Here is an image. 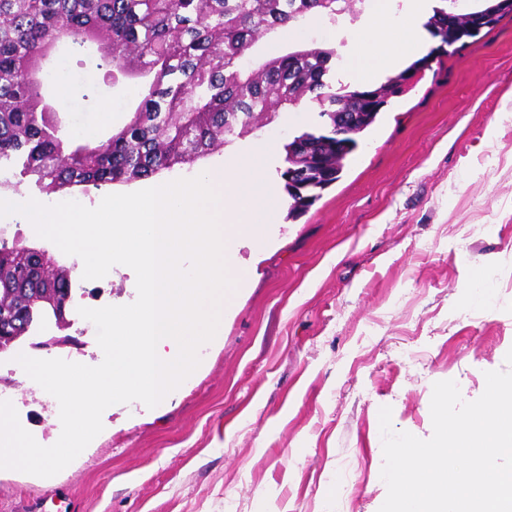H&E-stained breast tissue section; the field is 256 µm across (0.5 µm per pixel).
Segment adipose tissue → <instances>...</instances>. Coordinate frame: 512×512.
Returning <instances> with one entry per match:
<instances>
[{
	"instance_id": "obj_1",
	"label": "adipose tissue",
	"mask_w": 512,
	"mask_h": 512,
	"mask_svg": "<svg viewBox=\"0 0 512 512\" xmlns=\"http://www.w3.org/2000/svg\"><path fill=\"white\" fill-rule=\"evenodd\" d=\"M429 0H373L362 26L345 34L349 75L370 86L392 74L408 54L427 49Z\"/></svg>"
}]
</instances>
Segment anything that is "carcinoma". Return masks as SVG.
Segmentation results:
<instances>
[{
  "label": "carcinoma",
  "mask_w": 512,
  "mask_h": 512,
  "mask_svg": "<svg viewBox=\"0 0 512 512\" xmlns=\"http://www.w3.org/2000/svg\"><path fill=\"white\" fill-rule=\"evenodd\" d=\"M426 27L465 42L471 13L457 0H440ZM365 0H0V171L24 178L47 196L76 186L98 188L149 178L191 164L215 148L255 134L279 113L307 103L319 122L283 145L278 170L287 218L296 220L339 178L360 139L376 123L394 87L416 69L455 53L453 44L426 55L374 88L336 85L337 49L299 43L275 56L257 54L278 30L319 15L354 25ZM486 32L512 17V0H485ZM78 49L105 43L112 83L142 80L141 100L112 135L92 143L60 136L55 107L42 88L54 82L45 58L61 42ZM0 244V322L17 318L20 337L57 316L53 303L71 309V270L43 273L45 251Z\"/></svg>",
  "instance_id": "1"
}]
</instances>
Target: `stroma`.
I'll return each instance as SVG.
<instances>
[{
  "instance_id": "35a3bbf8",
  "label": "stroma",
  "mask_w": 512,
  "mask_h": 512,
  "mask_svg": "<svg viewBox=\"0 0 512 512\" xmlns=\"http://www.w3.org/2000/svg\"><path fill=\"white\" fill-rule=\"evenodd\" d=\"M101 59L93 42L51 53L70 73L67 92L47 91L63 138L103 139L135 102L133 81L104 82ZM317 120L300 107L258 133L277 147L265 176L278 200L282 146ZM0 238L71 267L78 310L137 297L131 268L83 279L19 216L0 218ZM237 265L248 284L194 379L164 406L107 408L96 441L55 476L0 469V512H379L380 409L395 431L430 438L434 383L475 400L512 350V18L391 98L340 179L281 221L264 253L240 244ZM478 276L493 297L471 309ZM78 310L75 344L40 348L59 333L49 320L0 355V400L44 446L61 431L59 408L14 355L100 364Z\"/></svg>"
}]
</instances>
